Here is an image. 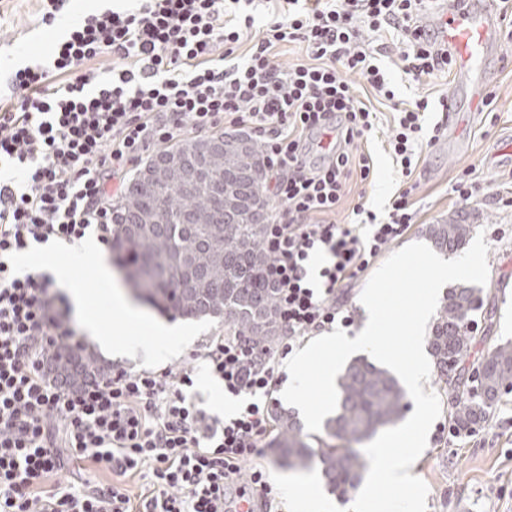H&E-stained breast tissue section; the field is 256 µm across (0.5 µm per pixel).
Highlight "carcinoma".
Returning a JSON list of instances; mask_svg holds the SVG:
<instances>
[{
	"mask_svg": "<svg viewBox=\"0 0 512 512\" xmlns=\"http://www.w3.org/2000/svg\"><path fill=\"white\" fill-rule=\"evenodd\" d=\"M229 139L211 135L217 146L205 152L200 151L203 140L187 139L153 155L117 202L112 247L124 253L133 273L148 276L144 287L150 301L182 318L222 315L239 333L264 345L279 329L277 291L265 278L268 201L262 180L250 177L264 171L265 152L248 135L244 150L230 151L224 147ZM429 233L439 251L454 252L470 225L451 214ZM481 304L475 289H451L429 336L437 374L452 401L450 423L458 432L480 425L503 391L512 392V341L487 348L477 379L463 368L448 379V363L459 366L471 349L470 324ZM63 359V371L76 381L104 374L91 352L63 350L50 357L55 365ZM404 399L391 373L357 359L339 378V412L325 425L337 444L303 434L293 416L277 411L276 447L300 468L319 459L328 485L343 496L356 486L363 468L355 445L395 424Z\"/></svg>",
	"mask_w": 512,
	"mask_h": 512,
	"instance_id": "cac0c4a2",
	"label": "carcinoma"
}]
</instances>
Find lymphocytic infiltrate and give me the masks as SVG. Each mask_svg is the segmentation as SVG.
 <instances>
[{
  "instance_id": "lymphocytic-infiltrate-1",
  "label": "lymphocytic infiltrate",
  "mask_w": 512,
  "mask_h": 512,
  "mask_svg": "<svg viewBox=\"0 0 512 512\" xmlns=\"http://www.w3.org/2000/svg\"><path fill=\"white\" fill-rule=\"evenodd\" d=\"M253 0H135L74 20L48 60L17 69L0 99V512H238L269 506L264 467L240 483V464L273 430L268 406L283 359L297 343L351 317L337 298L414 224L410 189L389 201L386 219L364 205L354 223L329 221L352 177L369 181L360 148L377 115L356 74L385 100L395 91L378 48L361 28L401 36L403 71L413 79L452 59L417 24L429 0H282L245 55L237 48L255 23ZM306 45L313 61L281 70L273 49ZM116 60L103 74L99 58ZM428 99L396 106L388 150L402 177L416 169ZM246 127L265 149L264 191L275 202L266 225L267 280L278 290V348L239 334L215 336L202 358L225 393L246 404L225 419L185 395L191 371H113L71 387L48 354L77 334L66 297L50 274H16L8 257L53 239L97 229L112 243V191L150 145L221 124ZM89 462L112 482L62 485L55 475ZM150 472L133 497L121 483Z\"/></svg>"
}]
</instances>
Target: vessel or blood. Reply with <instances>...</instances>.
<instances>
[{
	"label": "vessel or blood",
	"mask_w": 512,
	"mask_h": 512,
	"mask_svg": "<svg viewBox=\"0 0 512 512\" xmlns=\"http://www.w3.org/2000/svg\"><path fill=\"white\" fill-rule=\"evenodd\" d=\"M500 20L496 0H442L439 19L432 27L476 101L482 98L494 72V59L501 51Z\"/></svg>",
	"instance_id": "obj_1"
}]
</instances>
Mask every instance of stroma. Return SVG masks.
Returning <instances> with one entry per match:
<instances>
[{"label": "stroma", "instance_id": "35a3bbf8", "mask_svg": "<svg viewBox=\"0 0 512 512\" xmlns=\"http://www.w3.org/2000/svg\"><path fill=\"white\" fill-rule=\"evenodd\" d=\"M61 37L44 24L38 0H0V93L7 92L12 69L28 64L31 58L47 54ZM503 54L496 60L489 85L495 98L491 106H474L470 99L458 102L454 117L457 134L441 136L424 147L411 176L417 188L413 194L415 224L397 241L392 250L412 243H429V227L451 214L463 215L472 234H483L489 247L488 281L483 295L484 308L474 316L472 329L479 342L465 361L475 368L486 349L482 337L492 342L512 340V236L497 238L496 228H512V38L501 35ZM381 63L396 96L410 103L418 98L437 102L455 93V73L448 70L411 81L402 71L400 49L389 46ZM351 83L360 98L379 120V131L367 148L373 160V176L362 187H353L331 219L339 224L352 222L353 207L364 204L377 217H386L391 197L403 184L385 141L394 129L392 102L375 96L359 76ZM476 170L478 188L469 201H460L451 192L456 173L463 168ZM223 318L213 320L210 332L200 334L181 356L168 361L173 374L190 369L194 384L188 390L213 416L223 417L211 388L212 375L198 355L210 336L228 333ZM441 414L433 423L427 446L411 466L412 475L423 479L428 488L427 512H512V392L503 395L485 423L475 431H450V399L441 394Z\"/></svg>", "mask_w": 512, "mask_h": 512}]
</instances>
